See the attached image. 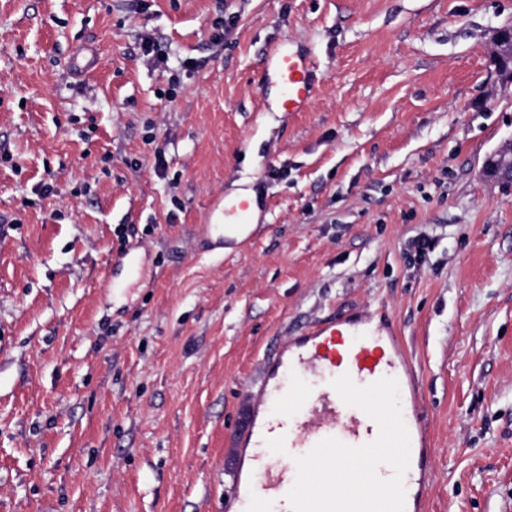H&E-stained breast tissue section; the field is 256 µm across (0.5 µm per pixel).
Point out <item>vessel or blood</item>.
Here are the masks:
<instances>
[{
    "label": "vessel or blood",
    "mask_w": 512,
    "mask_h": 512,
    "mask_svg": "<svg viewBox=\"0 0 512 512\" xmlns=\"http://www.w3.org/2000/svg\"><path fill=\"white\" fill-rule=\"evenodd\" d=\"M262 86L272 93L278 111H305L317 92L315 64L291 44H278L267 57ZM267 214L268 203L258 195L214 198L201 226L208 250L251 240ZM264 371L239 440L241 456L251 467L237 476L226 512H268L273 504L279 512H291L286 495L297 475L296 458L330 437L350 447L377 438V424L346 405L332 387V380L345 374L359 386L384 377L397 380L411 446L403 477L405 512H423L431 444L409 359L391 321L376 322L367 314L328 317L301 335L286 337Z\"/></svg>",
    "instance_id": "obj_1"
}]
</instances>
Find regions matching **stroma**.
Returning <instances> with one entry per match:
<instances>
[{
	"mask_svg": "<svg viewBox=\"0 0 512 512\" xmlns=\"http://www.w3.org/2000/svg\"><path fill=\"white\" fill-rule=\"evenodd\" d=\"M510 26L512 0H0V512H224L264 360L352 308L408 352L426 512H512V183L481 175ZM284 40L305 112L264 106ZM257 186L255 237L202 252L208 202ZM494 55L504 64L503 73L508 79H512V70L509 68L512 62V29L504 28L495 31L492 35ZM262 87L272 93L279 112H304L317 92L315 64L291 44L280 43L268 54Z\"/></svg>",
	"mask_w": 512,
	"mask_h": 512,
	"instance_id": "stroma-1",
	"label": "stroma"
}]
</instances>
